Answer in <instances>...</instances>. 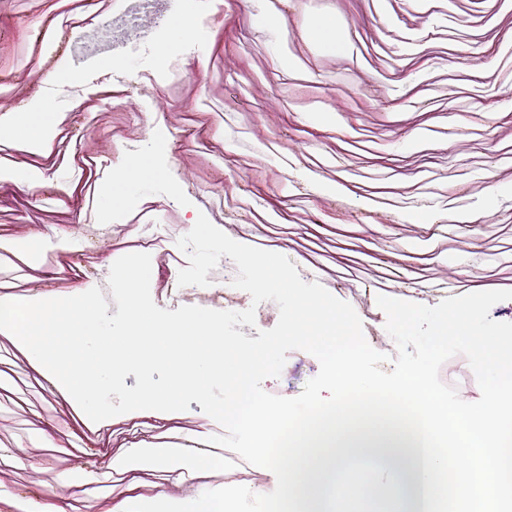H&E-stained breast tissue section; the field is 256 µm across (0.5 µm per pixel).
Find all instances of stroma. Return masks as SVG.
Masks as SVG:
<instances>
[{
    "label": "stroma",
    "mask_w": 512,
    "mask_h": 512,
    "mask_svg": "<svg viewBox=\"0 0 512 512\" xmlns=\"http://www.w3.org/2000/svg\"><path fill=\"white\" fill-rule=\"evenodd\" d=\"M73 0H6L18 22L0 39V127L20 114L57 124L39 146L0 137V297L84 293L122 255L148 251L155 304L202 305L210 288L172 301L165 271L188 267L177 246L208 218L233 240L285 255L305 282L350 303L368 343L396 346L376 303L427 306L477 291L512 290V0H100L71 27L60 57L26 32ZM347 41L336 55L312 43L323 15ZM119 60L104 67L105 57ZM81 85L67 102L62 90ZM147 174L124 179L130 156ZM108 163L95 189L68 179ZM43 173L41 187L20 182ZM433 220L415 224L421 200ZM288 352L267 393L297 396L319 371ZM218 423L198 402L152 417L99 423L0 333V503L14 490L36 512H123L129 498L194 499L225 483H272L268 469L132 471L113 460L143 446L191 440L192 458Z\"/></svg>",
    "instance_id": "obj_1"
}]
</instances>
